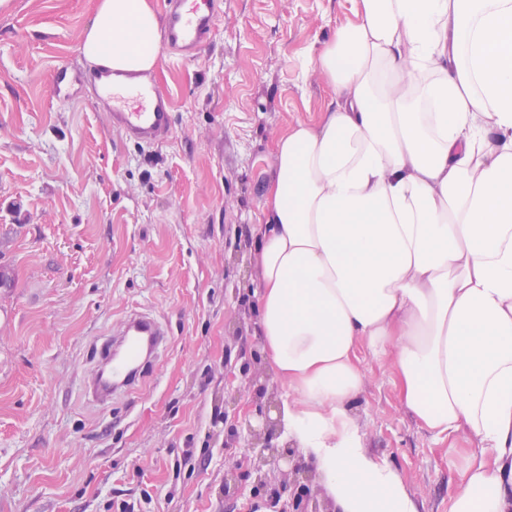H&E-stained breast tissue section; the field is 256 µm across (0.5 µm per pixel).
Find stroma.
I'll return each instance as SVG.
<instances>
[{"mask_svg":"<svg viewBox=\"0 0 512 512\" xmlns=\"http://www.w3.org/2000/svg\"><path fill=\"white\" fill-rule=\"evenodd\" d=\"M223 2L199 54L160 51L172 131L148 145L110 127L93 85L53 95L55 68L89 69L77 39L98 0H0V512H118L145 492L149 512H225L210 421L240 384L225 359L260 343L254 228L278 137L336 96L313 60L353 4ZM133 309L168 345L145 383L89 404L80 379ZM360 368L366 453L422 512H448L470 441L420 427L391 359L364 349Z\"/></svg>","mask_w":512,"mask_h":512,"instance_id":"35a3bbf8","label":"stroma"}]
</instances>
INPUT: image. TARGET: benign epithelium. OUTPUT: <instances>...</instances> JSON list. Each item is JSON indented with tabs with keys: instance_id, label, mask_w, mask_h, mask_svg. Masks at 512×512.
Returning a JSON list of instances; mask_svg holds the SVG:
<instances>
[{
	"instance_id": "obj_1",
	"label": "benign epithelium",
	"mask_w": 512,
	"mask_h": 512,
	"mask_svg": "<svg viewBox=\"0 0 512 512\" xmlns=\"http://www.w3.org/2000/svg\"><path fill=\"white\" fill-rule=\"evenodd\" d=\"M244 388L251 395L256 422H246L244 429L224 422V451L244 441L241 456L232 455L224 464V507L233 512L234 504L245 489L261 498L272 512H340L332 498L314 491L318 486L313 464L297 448L279 444V421L271 417L276 406L274 393L268 391L269 377L258 351L238 369Z\"/></svg>"
}]
</instances>
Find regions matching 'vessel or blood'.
Masks as SVG:
<instances>
[{
  "instance_id": "1",
  "label": "vessel or blood",
  "mask_w": 512,
  "mask_h": 512,
  "mask_svg": "<svg viewBox=\"0 0 512 512\" xmlns=\"http://www.w3.org/2000/svg\"><path fill=\"white\" fill-rule=\"evenodd\" d=\"M220 10L217 0H168L165 10V40L182 56L201 49L211 39ZM91 81L97 102L106 110L110 124L119 133L139 143L157 144L171 133V102L155 80L134 73L108 69L95 72ZM168 329L152 315L130 311L118 337L122 352L105 350L98 368L83 378L91 402L106 404L114 395L139 387L145 380L143 347H165Z\"/></svg>"
}]
</instances>
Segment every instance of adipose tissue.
I'll return each instance as SVG.
<instances>
[{"label": "adipose tissue", "instance_id": "obj_1", "mask_svg": "<svg viewBox=\"0 0 512 512\" xmlns=\"http://www.w3.org/2000/svg\"><path fill=\"white\" fill-rule=\"evenodd\" d=\"M315 60L336 90L276 142L255 231L258 334L282 437L341 512H420L362 449L358 351L472 461L448 512H512V0H352ZM149 0H99L78 50L151 71Z\"/></svg>", "mask_w": 512, "mask_h": 512}]
</instances>
